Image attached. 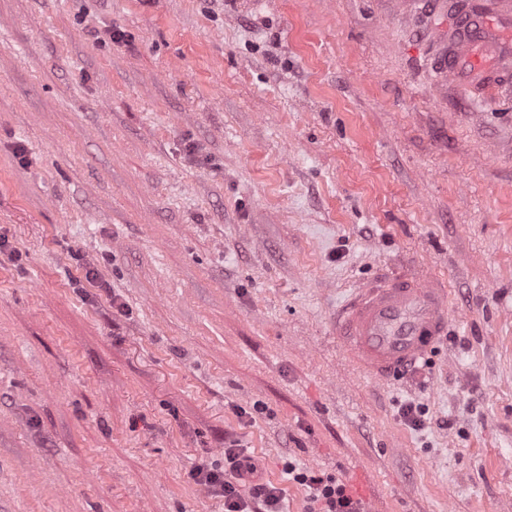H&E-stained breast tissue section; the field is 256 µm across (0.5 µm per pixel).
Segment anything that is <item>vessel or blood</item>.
Listing matches in <instances>:
<instances>
[{
    "instance_id": "vessel-or-blood-1",
    "label": "vessel or blood",
    "mask_w": 512,
    "mask_h": 512,
    "mask_svg": "<svg viewBox=\"0 0 512 512\" xmlns=\"http://www.w3.org/2000/svg\"><path fill=\"white\" fill-rule=\"evenodd\" d=\"M512 55V42L498 36L476 40L458 31L442 70L460 87L494 92L496 69ZM448 290L421 274L394 273L368 278L336 313L341 350L361 373L377 381L400 376L426 360L448 330Z\"/></svg>"
}]
</instances>
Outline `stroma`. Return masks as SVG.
<instances>
[{
    "mask_svg": "<svg viewBox=\"0 0 512 512\" xmlns=\"http://www.w3.org/2000/svg\"><path fill=\"white\" fill-rule=\"evenodd\" d=\"M495 3L0 0V512H224L230 435L288 512H512V95L437 76ZM381 265L451 314L387 383L332 333ZM288 481L305 487L308 491L309 512H363L344 483L332 476H324L310 469L298 468L288 462L285 469Z\"/></svg>",
    "mask_w": 512,
    "mask_h": 512,
    "instance_id": "obj_1",
    "label": "stroma"
}]
</instances>
